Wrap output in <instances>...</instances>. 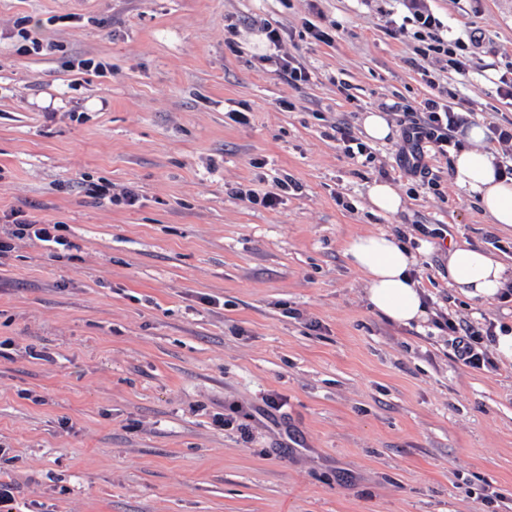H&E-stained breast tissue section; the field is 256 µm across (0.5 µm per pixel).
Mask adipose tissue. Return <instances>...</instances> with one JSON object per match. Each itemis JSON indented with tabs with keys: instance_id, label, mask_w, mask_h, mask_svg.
<instances>
[{
	"instance_id": "ef3b65f1",
	"label": "adipose tissue",
	"mask_w": 512,
	"mask_h": 512,
	"mask_svg": "<svg viewBox=\"0 0 512 512\" xmlns=\"http://www.w3.org/2000/svg\"><path fill=\"white\" fill-rule=\"evenodd\" d=\"M485 138L484 126L467 129L465 147L452 158V182L501 230L512 232V180L496 178V158L486 150ZM345 253L364 274L366 298L376 312L402 326L427 320V307L412 276L416 258L390 233L351 237L345 243ZM448 280L467 297L490 302L512 284V264L468 244H455L448 249Z\"/></svg>"
}]
</instances>
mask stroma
Listing matches in <instances>:
<instances>
[{"label":"stroma","mask_w":512,"mask_h":512,"mask_svg":"<svg viewBox=\"0 0 512 512\" xmlns=\"http://www.w3.org/2000/svg\"><path fill=\"white\" fill-rule=\"evenodd\" d=\"M431 6L451 36L479 28L497 47L440 73L467 123L512 117L495 92L512 0ZM400 14L398 0H0V217L63 224L74 244L25 238L0 258V477L23 512H512V362L465 366L437 323H512V298L448 285L449 243L512 262V235L455 189L450 157L429 155L434 189L401 168L391 106L431 90L389 34ZM265 23L312 81L259 63ZM28 37L39 51L22 52ZM369 111L391 133L348 158L335 128L364 137ZM84 175L137 205L91 197ZM278 178L296 187L276 208L237 195ZM380 180L398 213L370 211ZM379 230L415 253L426 322L369 306L344 245Z\"/></svg>","instance_id":"35a3bbf8"}]
</instances>
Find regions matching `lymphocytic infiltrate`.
Segmentation results:
<instances>
[{
  "instance_id": "f902f5d3",
  "label": "lymphocytic infiltrate",
  "mask_w": 512,
  "mask_h": 512,
  "mask_svg": "<svg viewBox=\"0 0 512 512\" xmlns=\"http://www.w3.org/2000/svg\"><path fill=\"white\" fill-rule=\"evenodd\" d=\"M405 13L394 34L413 42L415 56L411 63L422 82L430 88L429 97L402 104L401 109L408 120L402 132L400 162L405 172L418 179L421 185H433L434 180L425 162L427 152L447 154L454 147L455 130L462 124L465 102L455 89L442 86L430 65L435 61L446 62L449 70L464 71L469 62L467 45H480L483 38L471 33L468 39H445L442 35L444 24L432 10L429 0H402ZM8 231L0 235V257L14 248L15 240L34 238L45 243L67 246V239L61 234L59 225L45 224L29 213H11ZM446 327L456 337L457 352L466 366L483 369L489 359L479 347L482 336L494 335V324H487L478 331L466 323L446 319Z\"/></svg>"
}]
</instances>
